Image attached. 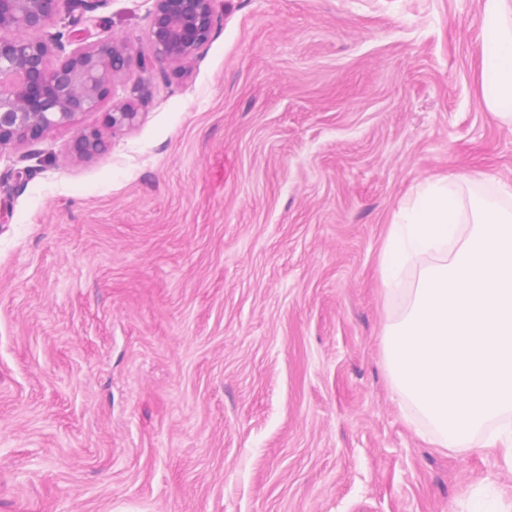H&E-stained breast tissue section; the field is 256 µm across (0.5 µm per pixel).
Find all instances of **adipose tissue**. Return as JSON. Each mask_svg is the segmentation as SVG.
<instances>
[{"label":"adipose tissue","mask_w":512,"mask_h":512,"mask_svg":"<svg viewBox=\"0 0 512 512\" xmlns=\"http://www.w3.org/2000/svg\"><path fill=\"white\" fill-rule=\"evenodd\" d=\"M479 82L488 109L512 124V0H484Z\"/></svg>","instance_id":"ef3b65f1"}]
</instances>
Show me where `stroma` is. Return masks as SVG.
I'll return each instance as SVG.
<instances>
[{"mask_svg": "<svg viewBox=\"0 0 512 512\" xmlns=\"http://www.w3.org/2000/svg\"><path fill=\"white\" fill-rule=\"evenodd\" d=\"M483 0H217L185 70L0 156V512H468L512 460L436 447L383 357L379 257L434 174L512 184ZM150 0L72 29L151 57ZM104 155L69 156L79 131ZM137 114L129 102L125 100L113 102L112 112L109 114L112 133L128 130L134 124Z\"/></svg>", "mask_w": 512, "mask_h": 512, "instance_id": "1", "label": "stroma"}]
</instances>
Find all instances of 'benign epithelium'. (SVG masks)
<instances>
[{"label":"benign epithelium","mask_w":512,"mask_h":512,"mask_svg":"<svg viewBox=\"0 0 512 512\" xmlns=\"http://www.w3.org/2000/svg\"><path fill=\"white\" fill-rule=\"evenodd\" d=\"M67 0H0V152L34 142L51 130L75 123L116 95L117 82L130 64L125 40L86 42L87 32L49 31ZM150 41L158 63L181 66L209 41L216 21V0H152ZM42 33L29 38L24 33ZM75 48L66 50V44ZM137 118L125 100L113 102L112 133L129 129ZM110 148L96 131L77 133L70 156L92 160Z\"/></svg>","instance_id":"1"}]
</instances>
